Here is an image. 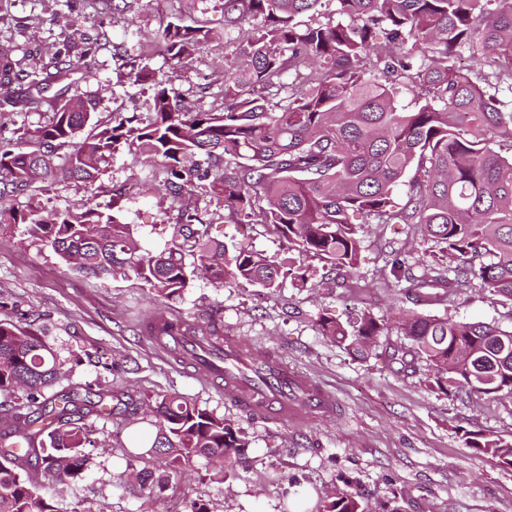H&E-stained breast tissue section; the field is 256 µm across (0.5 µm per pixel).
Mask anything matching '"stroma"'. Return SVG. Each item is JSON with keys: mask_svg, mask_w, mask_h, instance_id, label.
<instances>
[{"mask_svg": "<svg viewBox=\"0 0 512 512\" xmlns=\"http://www.w3.org/2000/svg\"><path fill=\"white\" fill-rule=\"evenodd\" d=\"M210 0H119L108 9L102 0H0V46H17L23 69L49 61L80 38L96 39L97 50L85 77L72 89L99 93L98 115L131 112L148 116L152 92L132 85L130 73L140 63L147 34L174 17L186 24L213 18ZM175 84L203 109L224 106V37L204 44L192 65ZM155 167L127 150L114 155L102 177L105 186L153 183ZM84 189L55 178L49 191L18 197L17 208L37 202L65 211L82 203ZM122 223L135 225L141 245L159 252L169 247L168 224L176 211L155 194H103ZM213 222L211 234L275 255L281 242L261 225L224 221L216 203L200 201ZM364 251L354 274V287L324 285L301 288L284 282L274 293L250 285L217 286L199 278L182 296L156 303L135 278L88 276L68 268L50 249L34 245L19 224L0 227V319L27 315L28 328L41 333L64 361L67 381H96L133 396L179 394L206 405L239 423L250 440L243 467L233 478L213 479L204 462L184 476L171 477L157 494L133 491L125 480L127 459L122 446L136 442L135 426L117 428L99 418L86 423L96 448L91 449L84 481L61 485L43 480L40 493L61 512H189L204 501L210 512H318L327 490L341 479L353 481L369 512H512V467L467 448L464 431L481 429L512 440V401L497 395L448 396L430 387L425 364L403 368L389 361L390 347L406 345L405 336L379 337L370 355L352 358L342 347L320 335L314 325L319 312L339 321L369 307L377 313L416 311L456 321H483L512 328V303L472 284L445 305L414 304L392 285L391 251L406 256L413 274L438 254L436 243L417 230L394 225L362 227ZM221 319L211 323L213 309ZM164 316L210 327L243 343L278 351L288 364L334 390L337 415L310 425L284 427L249 417L194 369L178 362L150 336L148 324Z\"/></svg>", "mask_w": 512, "mask_h": 512, "instance_id": "35a3bbf8", "label": "stroma"}]
</instances>
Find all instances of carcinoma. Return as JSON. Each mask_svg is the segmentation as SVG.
<instances>
[{"mask_svg":"<svg viewBox=\"0 0 512 512\" xmlns=\"http://www.w3.org/2000/svg\"><path fill=\"white\" fill-rule=\"evenodd\" d=\"M228 74L224 108L188 106L175 87L211 29L178 17L152 40L163 45L170 75L158 80L144 62L136 85L150 84L153 112L96 120L94 98L67 96L66 81L87 69L94 47L57 52L23 81L9 45L0 47V108L23 110L56 89L49 125L0 138V200L29 194L64 155L67 178L90 188L120 149L157 163L158 186L178 207L171 246L143 249L130 224L87 199L78 207L16 211L0 206V224H23L32 242L86 275L134 277L157 297L182 295L204 276L224 287L276 291L287 278L307 286L309 260L331 280L356 272L363 252L356 213L366 224H405L443 245L448 263L415 276L392 254L394 287L415 303L440 305L477 279L512 302V0H216ZM468 54L474 67L456 59ZM412 95L400 104L402 91ZM406 186L398 201L395 189ZM216 200L227 224H260L286 242L275 257L242 243H218L198 201ZM319 333L365 359L396 326L411 341L394 351L426 363L432 386L512 397V329L371 309L346 324L326 312ZM58 353L20 322L0 320V396L14 402L0 417V512H59L38 495L39 474L62 484L84 480L95 447L85 417L150 413L142 452L165 456L159 475L141 469L139 490L161 491L171 475L204 458L227 477L249 440L234 420L171 394L123 402L108 386H54L64 377ZM467 447L512 467V441L466 430ZM346 488L326 496L322 512H367Z\"/></svg>","mask_w":512,"mask_h":512,"instance_id":"obj_1","label":"carcinoma"}]
</instances>
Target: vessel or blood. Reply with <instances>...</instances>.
Wrapping results in <instances>:
<instances>
[{
  "instance_id": "vessel-or-blood-1",
  "label": "vessel or blood",
  "mask_w": 512,
  "mask_h": 512,
  "mask_svg": "<svg viewBox=\"0 0 512 512\" xmlns=\"http://www.w3.org/2000/svg\"><path fill=\"white\" fill-rule=\"evenodd\" d=\"M211 361L198 362L205 377H223L224 393L245 413L284 425L313 417H330L340 403L314 378L284 361L278 353L244 345L231 335L210 336Z\"/></svg>"
}]
</instances>
